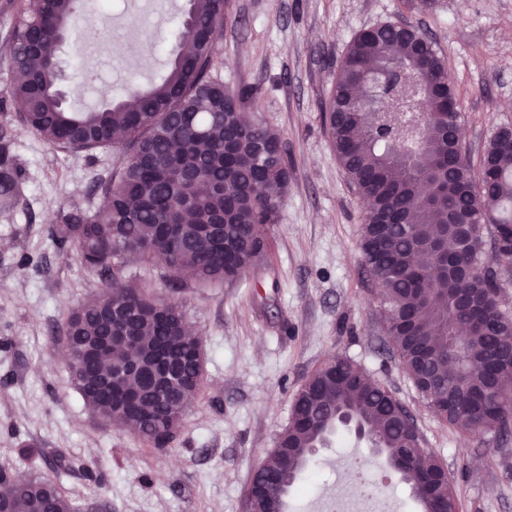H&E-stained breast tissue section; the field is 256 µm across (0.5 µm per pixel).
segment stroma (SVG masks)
<instances>
[{"label":"stroma","mask_w":512,"mask_h":512,"mask_svg":"<svg viewBox=\"0 0 512 512\" xmlns=\"http://www.w3.org/2000/svg\"><path fill=\"white\" fill-rule=\"evenodd\" d=\"M96 30L85 55L58 50L75 110L99 108L128 81L159 80L187 0H84ZM405 21L443 56L462 109L464 141L479 159L496 129L512 126V0H228L215 71L255 90L250 118L282 136L291 175L266 250L244 279L171 287L158 262L122 261L127 282L177 301L200 335L203 387L173 442L157 449L99 419L73 387L61 357L68 308L103 279L67 255L48 228L59 208L96 207L97 176L118 167L116 149L76 152L48 144L9 107L15 74L0 50V127L11 135L21 196L0 209V466L52 478L75 512H246L252 475L287 424L295 394L341 355L386 386L443 462L460 512H512V429L462 434L441 423L404 372L384 331L360 250L364 208L339 166L323 113L346 50L360 30ZM138 29L149 61L116 34ZM96 75L80 84L81 73ZM288 512H316L342 490L378 487L395 512H422L410 487L365 444L335 436L312 463Z\"/></svg>","instance_id":"stroma-1"}]
</instances>
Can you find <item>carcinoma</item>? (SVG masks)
<instances>
[{"instance_id":"obj_1","label":"carcinoma","mask_w":512,"mask_h":512,"mask_svg":"<svg viewBox=\"0 0 512 512\" xmlns=\"http://www.w3.org/2000/svg\"><path fill=\"white\" fill-rule=\"evenodd\" d=\"M77 0H26L12 34L13 70L22 76L10 91V105L23 123L46 142L92 150L112 146L124 154L123 166L99 184L103 204L95 211L60 208L50 227L61 247L75 249L80 261L97 270L105 288L71 309L66 338L79 353L68 363L71 383L102 420L125 425L156 448L173 440L181 417L169 412L170 391L190 407L203 384L204 354L186 335L184 315L174 301L160 302L144 288L120 281L115 261L168 254L169 278L200 285L235 282L260 261L263 235L257 226L276 222L288 182L286 146L272 128L243 118L242 105L254 91H231L213 74L218 43L224 36L226 0H192L177 26V51L166 75L148 89L130 86L112 106L69 112L60 104L58 48ZM423 52L387 22L364 31L349 45L326 111L336 159L349 184L367 202L360 249L373 273L380 315L403 368L416 380L420 355L431 356L430 387L420 390L442 421L463 433L501 422L489 408L493 383L503 375L500 359L512 352V315L503 312L488 328L481 301L468 318L454 305L465 290L478 298L498 295L497 266L512 263V140L495 135L483 154L494 158L499 175L480 184L466 155L458 157L463 190L454 197L420 192L418 182L436 181L447 152L445 128L456 116L445 111L438 81L447 79L435 44ZM408 77L419 112L400 137L374 136L383 117L378 91L389 83L391 68ZM190 170L185 182L178 171ZM18 173L0 145V206L17 197ZM479 208L492 227V261H483L484 235L472 237L465 258L472 273L450 279L437 270L431 243L443 234L453 239L451 217ZM337 357L309 377V393H297L278 441L294 448L283 467L277 450L262 463L264 485L254 498L266 512L272 498L301 485L309 472V450L336 422V406L354 412L377 447L392 455L408 452L394 415L399 400L369 379L340 388L357 370ZM433 485L458 512L457 496L440 460L421 457ZM9 487L11 512H40L45 492L54 491V512H73L57 484L42 475Z\"/></svg>"}]
</instances>
